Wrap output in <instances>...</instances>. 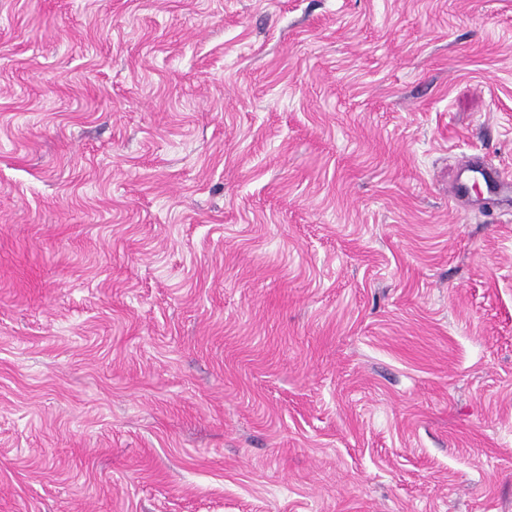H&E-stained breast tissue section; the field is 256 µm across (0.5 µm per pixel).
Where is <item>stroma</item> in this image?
I'll use <instances>...</instances> for the list:
<instances>
[{
  "instance_id": "stroma-1",
  "label": "stroma",
  "mask_w": 512,
  "mask_h": 512,
  "mask_svg": "<svg viewBox=\"0 0 512 512\" xmlns=\"http://www.w3.org/2000/svg\"><path fill=\"white\" fill-rule=\"evenodd\" d=\"M512 0H0V512H512Z\"/></svg>"
}]
</instances>
